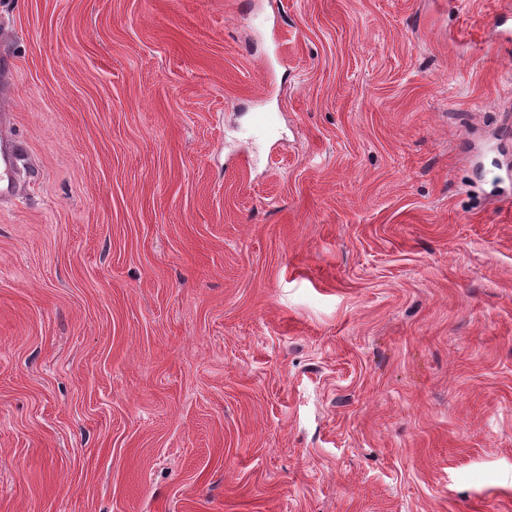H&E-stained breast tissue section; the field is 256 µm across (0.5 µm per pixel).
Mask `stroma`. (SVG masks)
Instances as JSON below:
<instances>
[{"mask_svg":"<svg viewBox=\"0 0 512 512\" xmlns=\"http://www.w3.org/2000/svg\"><path fill=\"white\" fill-rule=\"evenodd\" d=\"M509 10L0 0V512H512ZM11 112L2 110L0 114V201L10 200L19 194L12 170L19 166L22 154L16 147L13 137Z\"/></svg>","mask_w":512,"mask_h":512,"instance_id":"stroma-1","label":"stroma"}]
</instances>
